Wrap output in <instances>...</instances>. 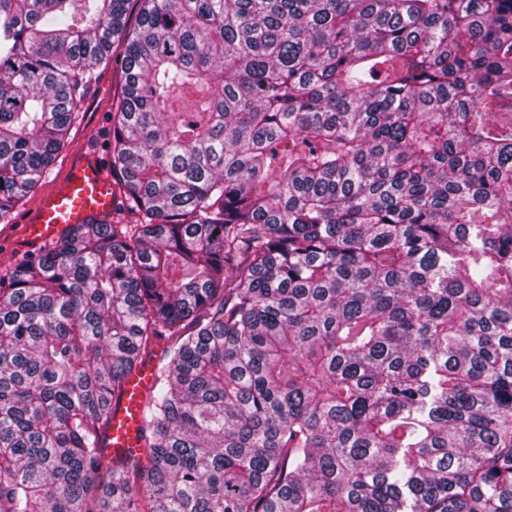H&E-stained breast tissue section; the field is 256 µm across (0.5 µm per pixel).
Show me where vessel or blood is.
<instances>
[{"instance_id": "vessel-or-blood-1", "label": "vessel or blood", "mask_w": 512, "mask_h": 512, "mask_svg": "<svg viewBox=\"0 0 512 512\" xmlns=\"http://www.w3.org/2000/svg\"><path fill=\"white\" fill-rule=\"evenodd\" d=\"M117 205L118 196L105 163L94 155L77 159L69 166L62 185L42 200L29 220L23 247L35 251L59 241L75 225L111 219ZM152 373L149 366L137 370L112 412L109 436L115 450L139 447L140 398L152 381Z\"/></svg>"}]
</instances>
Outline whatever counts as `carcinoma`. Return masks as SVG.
Masks as SVG:
<instances>
[{
    "instance_id": "carcinoma-1",
    "label": "carcinoma",
    "mask_w": 512,
    "mask_h": 512,
    "mask_svg": "<svg viewBox=\"0 0 512 512\" xmlns=\"http://www.w3.org/2000/svg\"><path fill=\"white\" fill-rule=\"evenodd\" d=\"M119 46L131 221L0 279V512H512V0H0V221ZM153 369L140 367L129 379L120 404L112 411V426L109 436L112 450L135 451L139 448L137 428L140 421V398L152 381Z\"/></svg>"
}]
</instances>
